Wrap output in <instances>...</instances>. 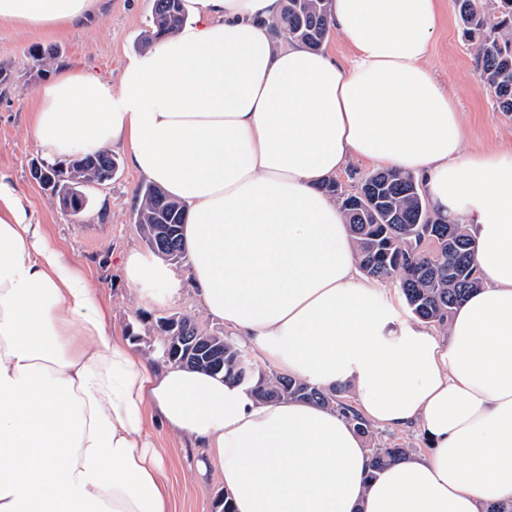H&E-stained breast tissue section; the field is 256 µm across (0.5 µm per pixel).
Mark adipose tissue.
<instances>
[{
  "label": "adipose tissue",
  "mask_w": 512,
  "mask_h": 512,
  "mask_svg": "<svg viewBox=\"0 0 512 512\" xmlns=\"http://www.w3.org/2000/svg\"><path fill=\"white\" fill-rule=\"evenodd\" d=\"M99 0H0V21L77 27ZM193 17L119 87L61 66L37 94L47 158L122 150L187 207L207 315L289 375L346 382L360 413L419 426L426 454L371 473L336 411L261 402L145 358L0 175V512H170L161 424L202 448L235 512H486L512 501V146L465 152L427 61L440 0H331L349 51L278 37L283 0H185ZM416 174L465 225L481 286L447 332L398 322L358 271L336 200L350 160Z\"/></svg>",
  "instance_id": "obj_1"
}]
</instances>
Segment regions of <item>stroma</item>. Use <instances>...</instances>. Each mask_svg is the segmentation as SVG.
Masks as SVG:
<instances>
[{"label": "stroma", "instance_id": "1", "mask_svg": "<svg viewBox=\"0 0 512 512\" xmlns=\"http://www.w3.org/2000/svg\"><path fill=\"white\" fill-rule=\"evenodd\" d=\"M153 0H100V11L80 28L45 33L0 22V67L13 78L8 95L0 97V174L9 176L29 203L35 223L44 225L51 239L98 288L110 312L113 333L135 331L133 341L143 355L157 348L152 322L172 313L196 316L210 331L223 321L201 308L189 264L174 265V284L157 283L144 274L139 285L129 284L120 260L130 250L145 251L133 212L144 178L119 160L112 180L85 187L88 206L74 215L49 196L32 176L34 163L45 156L30 129L38 90L68 64L87 68L112 80L119 79L128 58L141 53V42L152 21ZM444 21L432 47L429 64L450 85L462 112L470 147L512 143V112L500 111L495 94L483 86L475 49L458 27L454 0H442ZM57 50L55 67L37 73L33 55ZM153 440L165 450V473L171 488V512H217L224 491L215 475L198 478L199 452L187 438L163 427L153 429Z\"/></svg>", "mask_w": 512, "mask_h": 512}]
</instances>
